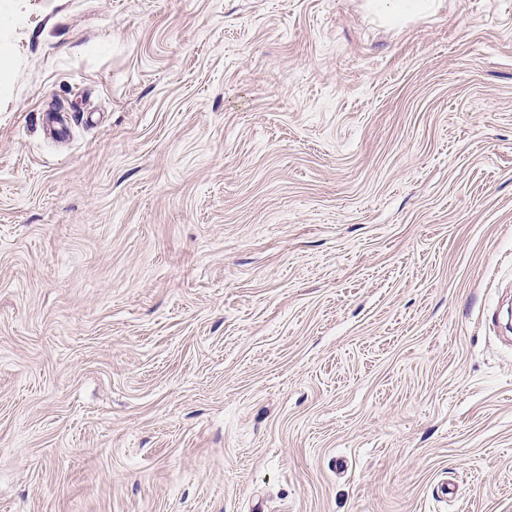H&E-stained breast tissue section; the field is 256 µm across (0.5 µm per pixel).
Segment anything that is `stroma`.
Here are the masks:
<instances>
[{
  "mask_svg": "<svg viewBox=\"0 0 512 512\" xmlns=\"http://www.w3.org/2000/svg\"><path fill=\"white\" fill-rule=\"evenodd\" d=\"M0 0V512H512V0Z\"/></svg>",
  "mask_w": 512,
  "mask_h": 512,
  "instance_id": "1",
  "label": "stroma"
}]
</instances>
